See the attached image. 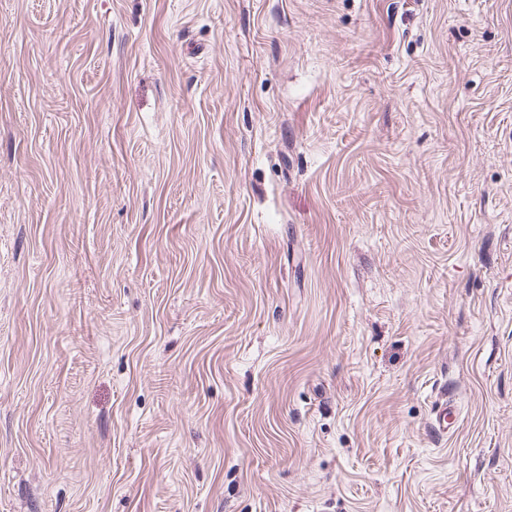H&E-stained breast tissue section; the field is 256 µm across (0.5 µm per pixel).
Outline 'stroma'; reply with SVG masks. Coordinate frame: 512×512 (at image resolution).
I'll use <instances>...</instances> for the list:
<instances>
[{
  "label": "stroma",
  "mask_w": 512,
  "mask_h": 512,
  "mask_svg": "<svg viewBox=\"0 0 512 512\" xmlns=\"http://www.w3.org/2000/svg\"><path fill=\"white\" fill-rule=\"evenodd\" d=\"M0 512H512V0H0Z\"/></svg>",
  "instance_id": "1"
}]
</instances>
